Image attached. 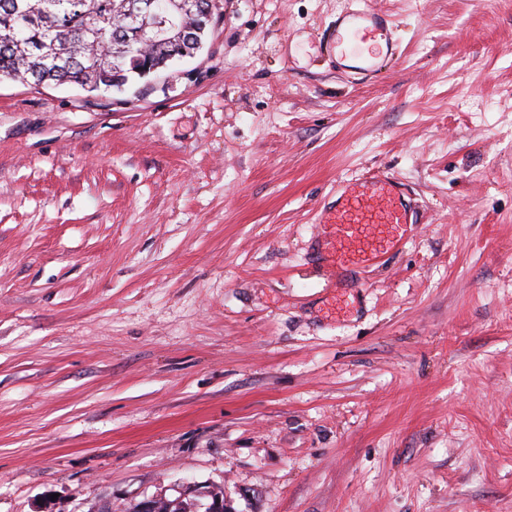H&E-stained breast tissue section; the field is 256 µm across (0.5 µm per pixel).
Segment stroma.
<instances>
[{
	"label": "stroma",
	"instance_id": "stroma-1",
	"mask_svg": "<svg viewBox=\"0 0 512 512\" xmlns=\"http://www.w3.org/2000/svg\"><path fill=\"white\" fill-rule=\"evenodd\" d=\"M363 4L368 77L328 42ZM376 172L412 226L337 268L324 211ZM184 480L235 512H512V0H218L122 90L0 81V512ZM197 19L188 15L182 17L181 27L183 31V38L181 40L180 48L187 52L193 50L194 32L192 27L196 24ZM180 48L174 47L173 45L167 44L166 42H159L147 46V58L150 60L152 65L160 64L171 50L173 57L181 54ZM147 62L135 68V71L143 78L155 72L156 68Z\"/></svg>",
	"mask_w": 512,
	"mask_h": 512
}]
</instances>
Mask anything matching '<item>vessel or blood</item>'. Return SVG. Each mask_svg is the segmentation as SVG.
<instances>
[{
  "instance_id": "vessel-or-blood-1",
  "label": "vessel or blood",
  "mask_w": 512,
  "mask_h": 512,
  "mask_svg": "<svg viewBox=\"0 0 512 512\" xmlns=\"http://www.w3.org/2000/svg\"><path fill=\"white\" fill-rule=\"evenodd\" d=\"M389 37L386 21L362 9L337 20L332 42L338 53H350L361 61L362 71L373 73L381 66L379 43ZM407 222L406 200L393 177L346 183L336 209L324 217L327 254L339 266L375 262L401 244Z\"/></svg>"
}]
</instances>
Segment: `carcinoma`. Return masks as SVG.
I'll return each mask as SVG.
<instances>
[{"instance_id": "obj_1", "label": "carcinoma", "mask_w": 512, "mask_h": 512, "mask_svg": "<svg viewBox=\"0 0 512 512\" xmlns=\"http://www.w3.org/2000/svg\"><path fill=\"white\" fill-rule=\"evenodd\" d=\"M169 0H0V79L26 84L99 85L131 72L124 31L133 18L167 9ZM197 19L182 17L180 48L193 50ZM173 46L147 47L161 63Z\"/></svg>"}]
</instances>
